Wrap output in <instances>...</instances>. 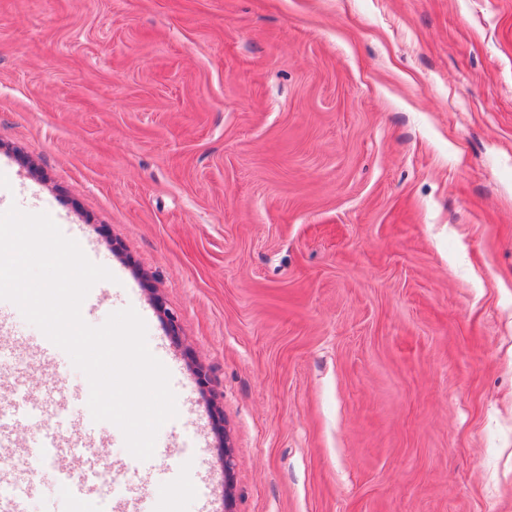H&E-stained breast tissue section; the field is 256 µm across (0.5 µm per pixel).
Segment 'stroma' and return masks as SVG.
<instances>
[{
  "instance_id": "35a3bbf8",
  "label": "stroma",
  "mask_w": 512,
  "mask_h": 512,
  "mask_svg": "<svg viewBox=\"0 0 512 512\" xmlns=\"http://www.w3.org/2000/svg\"><path fill=\"white\" fill-rule=\"evenodd\" d=\"M79 225L177 415L145 461L12 302L0 478L119 512H512V0H0V213ZM176 322L178 335L168 324ZM208 375L199 382L196 370Z\"/></svg>"
}]
</instances>
